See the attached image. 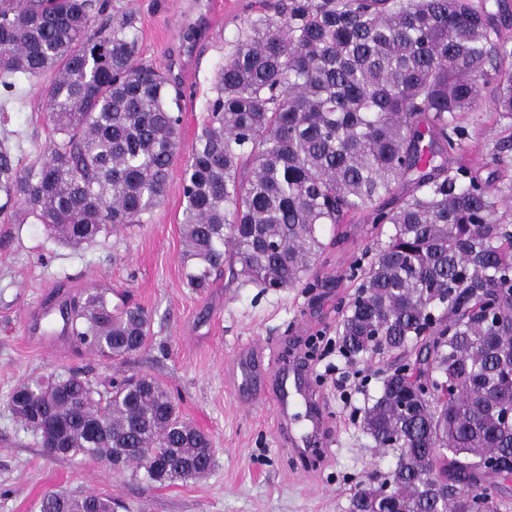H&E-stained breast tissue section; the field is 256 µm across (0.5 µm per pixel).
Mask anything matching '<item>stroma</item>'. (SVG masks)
<instances>
[{
    "label": "stroma",
    "mask_w": 512,
    "mask_h": 512,
    "mask_svg": "<svg viewBox=\"0 0 512 512\" xmlns=\"http://www.w3.org/2000/svg\"><path fill=\"white\" fill-rule=\"evenodd\" d=\"M261 11L262 0H222L218 9L209 0H108L107 16L133 14L142 59L183 92L180 148L167 193L146 223L75 246L49 238L23 205L0 212V512H39L43 496L60 489L110 497L116 512H348L357 480L394 470L395 452L374 448L360 416L350 413L376 393L385 357L353 365L339 360L342 375L334 380L324 377L323 364L313 365L310 384L323 404L326 437L306 466L270 407L241 403L231 373L239 343H260L287 363L309 350L310 337L335 336L338 308L349 292L346 273L374 239L367 216L322 226L324 249L311 273L325 287L265 290L225 273L214 275L202 292L186 284L183 169L224 60ZM52 78L49 72L22 78L13 96L0 94V147L11 149L20 164L34 161L49 140ZM468 130L451 165H491L496 144L512 138V125L487 106L470 115ZM95 288L107 289L113 303L144 309L151 325L143 349L106 364L67 341L46 352L28 340L24 325L40 309ZM309 351L317 356L322 349ZM78 368L101 391L133 373L159 379L181 416L208 434L213 467L187 481L160 484L134 465L115 471L86 457H49L12 413L10 399L22 381Z\"/></svg>",
    "instance_id": "1"
}]
</instances>
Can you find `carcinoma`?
I'll list each match as a JSON object with an SVG mask.
<instances>
[{
  "instance_id": "carcinoma-1",
  "label": "carcinoma",
  "mask_w": 512,
  "mask_h": 512,
  "mask_svg": "<svg viewBox=\"0 0 512 512\" xmlns=\"http://www.w3.org/2000/svg\"><path fill=\"white\" fill-rule=\"evenodd\" d=\"M242 30L183 170L188 285L228 272L265 289L317 288L323 224L369 211L336 326L345 358L395 356L362 427L397 454L360 480L349 512H495L512 479V141L487 178L448 164L482 105L512 122V0H272ZM97 0H0V85L55 73L49 142L0 195L61 240L141 224L179 149L180 87L143 62L128 14ZM407 186L406 192L400 185ZM68 338L104 360L142 349L147 314L96 288L64 300ZM10 408L54 457L199 476L207 435L159 380L101 392L78 373L20 384ZM99 494H46L40 512H115Z\"/></svg>"
}]
</instances>
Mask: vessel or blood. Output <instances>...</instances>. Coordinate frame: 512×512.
Instances as JSON below:
<instances>
[{"label": "vessel or blood", "mask_w": 512, "mask_h": 512, "mask_svg": "<svg viewBox=\"0 0 512 512\" xmlns=\"http://www.w3.org/2000/svg\"><path fill=\"white\" fill-rule=\"evenodd\" d=\"M233 371L238 393L252 405L271 402L277 424H285L292 418L296 406H304L307 430L300 435H289L288 442L297 448L299 455H312V438L320 432L322 423L318 415L319 402L306 386V363L296 362L284 371L274 357L266 355L263 346L245 343L238 345L235 351Z\"/></svg>", "instance_id": "1"}]
</instances>
